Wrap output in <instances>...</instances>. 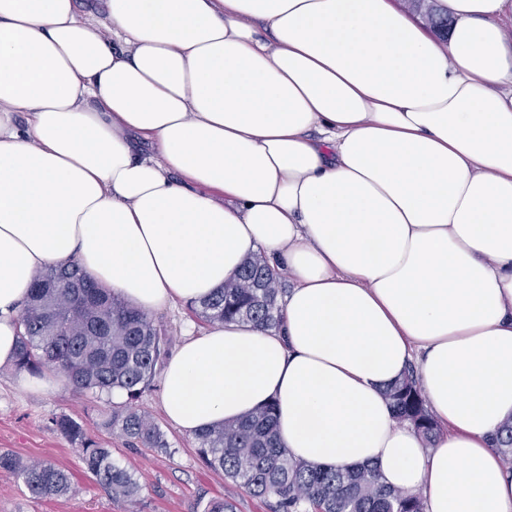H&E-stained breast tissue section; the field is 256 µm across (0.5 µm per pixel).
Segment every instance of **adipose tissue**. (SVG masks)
I'll list each match as a JSON object with an SVG mask.
<instances>
[{"label": "adipose tissue", "instance_id": "adipose-tissue-1", "mask_svg": "<svg viewBox=\"0 0 512 512\" xmlns=\"http://www.w3.org/2000/svg\"><path fill=\"white\" fill-rule=\"evenodd\" d=\"M106 6L0 0V366L46 268L150 313L263 252L283 327L185 334L167 419L271 403L294 458L512 512V0H438L443 42L395 0ZM413 363L429 447L384 394Z\"/></svg>", "mask_w": 512, "mask_h": 512}]
</instances>
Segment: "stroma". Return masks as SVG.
I'll return each instance as SVG.
<instances>
[{
  "label": "stroma",
  "instance_id": "stroma-1",
  "mask_svg": "<svg viewBox=\"0 0 512 512\" xmlns=\"http://www.w3.org/2000/svg\"><path fill=\"white\" fill-rule=\"evenodd\" d=\"M18 372L0 367V451L26 459H42L69 470L77 485L75 494L32 498L21 479L0 470V512H203L210 500L233 504L235 512H270L269 502L252 496L223 473L207 469L196 453L193 436L184 434L165 418L161 389L153 387L142 399L143 408L165 433L166 453L151 448L129 447L116 432L97 427L89 414L88 393L62 382L46 390L18 385ZM68 415L89 425L112 459L132 471L141 486L136 504L112 499L92 477L84 473L77 445L52 424L53 417Z\"/></svg>",
  "mask_w": 512,
  "mask_h": 512
}]
</instances>
